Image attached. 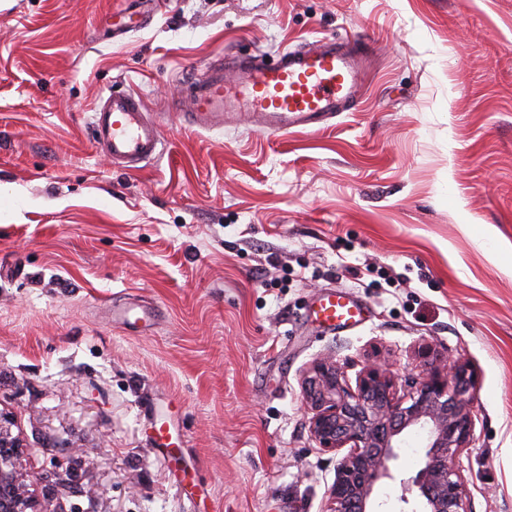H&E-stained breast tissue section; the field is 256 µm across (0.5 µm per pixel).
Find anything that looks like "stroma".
Listing matches in <instances>:
<instances>
[{
  "label": "stroma",
  "mask_w": 512,
  "mask_h": 512,
  "mask_svg": "<svg viewBox=\"0 0 512 512\" xmlns=\"http://www.w3.org/2000/svg\"><path fill=\"white\" fill-rule=\"evenodd\" d=\"M353 34L372 71L328 128L167 109L210 58ZM113 86L161 119L137 170L93 146ZM331 287L361 325L310 316ZM127 297L150 331L113 321ZM426 346L477 369L471 512H512V0H0V411L23 467L65 480L38 485L49 512H326L305 373L418 376ZM421 446L388 512L415 501Z\"/></svg>",
  "instance_id": "35a3bbf8"
}]
</instances>
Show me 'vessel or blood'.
Wrapping results in <instances>:
<instances>
[{"label": "vessel or blood", "mask_w": 512, "mask_h": 512, "mask_svg": "<svg viewBox=\"0 0 512 512\" xmlns=\"http://www.w3.org/2000/svg\"><path fill=\"white\" fill-rule=\"evenodd\" d=\"M367 55L360 38L339 42L322 38L289 48L274 63L217 57L204 65L186 97L173 100L191 128L215 130L253 123L260 132L285 136L318 131L338 113L354 108L366 76ZM96 148L117 167L128 169L155 158L162 145L159 120L142 98L127 90H109L93 112ZM313 311L328 329L358 325L364 307L340 288L327 289Z\"/></svg>", "instance_id": "vessel-or-blood-1"}]
</instances>
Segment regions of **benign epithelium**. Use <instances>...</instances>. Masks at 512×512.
<instances>
[{"instance_id":"7a95c632","label":"benign epithelium","mask_w":512,"mask_h":512,"mask_svg":"<svg viewBox=\"0 0 512 512\" xmlns=\"http://www.w3.org/2000/svg\"><path fill=\"white\" fill-rule=\"evenodd\" d=\"M398 377L386 364L365 366L350 384L331 359L313 363L302 381L309 429L324 451L340 454L326 512H378L381 483L395 479L401 435L423 438L420 467L405 481L417 490L416 512H470L460 459L475 415L476 372L461 362L429 364L419 377ZM0 412V512H46L33 495L37 473L20 463L21 443Z\"/></svg>"}]
</instances>
